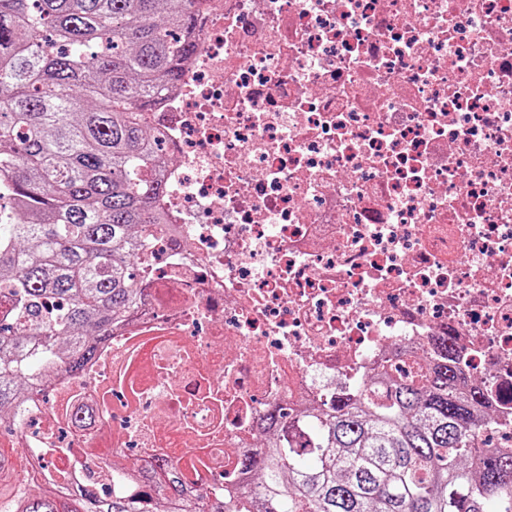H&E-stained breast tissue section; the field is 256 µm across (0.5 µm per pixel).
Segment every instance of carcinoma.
<instances>
[{"mask_svg": "<svg viewBox=\"0 0 512 512\" xmlns=\"http://www.w3.org/2000/svg\"><path fill=\"white\" fill-rule=\"evenodd\" d=\"M194 2L0 0V190L20 204L0 220V429L22 430L25 392L83 371L142 303L140 232L163 223L165 190L145 113L197 48ZM458 363L438 336L418 381L383 369L299 420L269 409V445L239 462L260 483L206 512H512V447L483 442L497 396ZM107 469L130 490L0 452V512H193L204 499L164 457Z\"/></svg>", "mask_w": 512, "mask_h": 512, "instance_id": "1", "label": "carcinoma"}]
</instances>
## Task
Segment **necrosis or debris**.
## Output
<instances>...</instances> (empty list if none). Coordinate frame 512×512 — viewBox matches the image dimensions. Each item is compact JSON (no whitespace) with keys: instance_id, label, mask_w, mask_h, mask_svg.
Masks as SVG:
<instances>
[{"instance_id":"4bbe7bcc","label":"necrosis or debris","mask_w":512,"mask_h":512,"mask_svg":"<svg viewBox=\"0 0 512 512\" xmlns=\"http://www.w3.org/2000/svg\"><path fill=\"white\" fill-rule=\"evenodd\" d=\"M199 47L150 114L166 157L144 302L0 446L162 451L235 494L280 403L437 336L512 385V0H197Z\"/></svg>"}]
</instances>
